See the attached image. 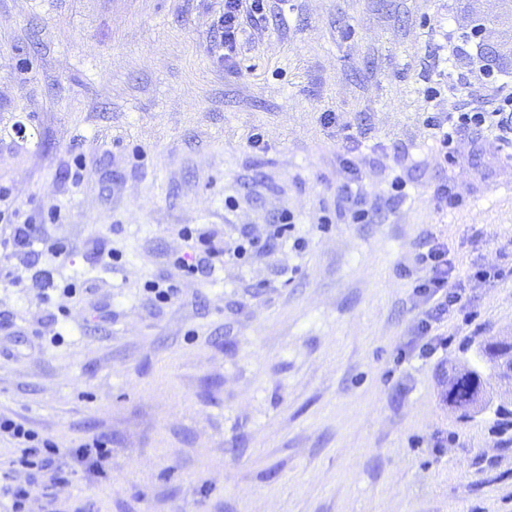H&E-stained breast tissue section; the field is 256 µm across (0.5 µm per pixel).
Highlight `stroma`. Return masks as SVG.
I'll return each instance as SVG.
<instances>
[{
	"mask_svg": "<svg viewBox=\"0 0 512 512\" xmlns=\"http://www.w3.org/2000/svg\"><path fill=\"white\" fill-rule=\"evenodd\" d=\"M507 8L267 0L230 66L224 0H0V189L40 227L0 277L15 322L0 414L59 446L68 512H512V430L438 395L482 341L512 335V276L468 290L438 367L414 350L421 304L399 274L432 227L459 270L512 267V160L488 133L478 156L443 164L424 125L493 108L472 48L451 93L425 88L448 30L475 17L512 48ZM348 135L365 145L371 224L339 214ZM396 177L407 199L392 200ZM443 180L463 204L439 213ZM285 211L290 240L273 252L205 280L170 264L184 225L229 242ZM42 268L92 289L53 339L42 322L60 299ZM154 279L176 283L174 303H150ZM96 436L109 457L77 461Z\"/></svg>",
	"mask_w": 512,
	"mask_h": 512,
	"instance_id": "1",
	"label": "stroma"
}]
</instances>
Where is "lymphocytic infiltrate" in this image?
I'll return each mask as SVG.
<instances>
[{
    "label": "lymphocytic infiltrate",
    "mask_w": 512,
    "mask_h": 512,
    "mask_svg": "<svg viewBox=\"0 0 512 512\" xmlns=\"http://www.w3.org/2000/svg\"><path fill=\"white\" fill-rule=\"evenodd\" d=\"M485 75L494 76L492 89L496 106L492 111L432 112L424 124L441 160L459 159L466 134L494 129L501 142L512 144V80L495 77L492 66ZM361 146L347 140L342 147L341 163L345 179L340 187L342 214L355 224H369L375 212L367 208L362 193L363 174L352 159ZM0 222L7 224L9 235L0 239V253L11 256L29 251L37 240L36 227L21 221L19 213L0 191ZM182 234L191 240L189 251L172 259L175 267L192 276L208 277L224 259V247L209 231L184 227ZM414 268H401V276L410 279L412 290L423 301L424 309L415 326L418 352L430 359L447 350L450 339L444 333L448 320L464 311L465 292L457 288L456 265L450 257L448 241L427 232L424 246L414 260ZM13 447L9 470H0V512H53L52 505L69 478L59 463L60 450L40 439L25 422L0 415V440Z\"/></svg>",
    "instance_id": "1"
}]
</instances>
